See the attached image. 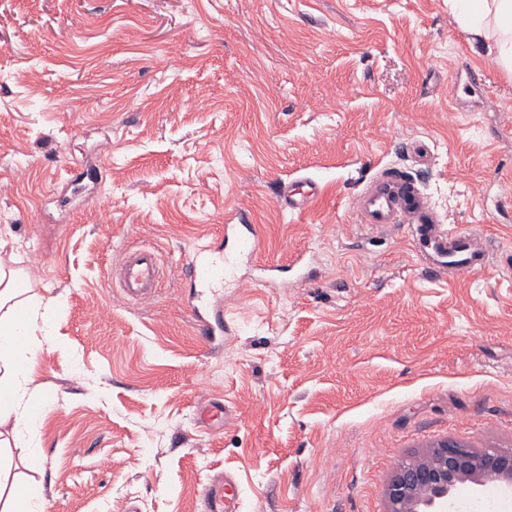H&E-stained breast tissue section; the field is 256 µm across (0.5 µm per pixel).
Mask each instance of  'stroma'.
I'll list each match as a JSON object with an SVG mask.
<instances>
[{
	"mask_svg": "<svg viewBox=\"0 0 512 512\" xmlns=\"http://www.w3.org/2000/svg\"><path fill=\"white\" fill-rule=\"evenodd\" d=\"M388 166L512 254V73L450 0H0V240L59 338L30 356L35 429L0 416V486L205 512L226 474L238 512H387L428 448H512V275L437 276L407 229L360 224ZM301 177L318 202L280 209ZM236 213L305 276L224 289L212 350L182 267ZM129 241L164 262L147 303L112 282ZM490 485L443 512H512Z\"/></svg>",
	"mask_w": 512,
	"mask_h": 512,
	"instance_id": "1",
	"label": "stroma"
}]
</instances>
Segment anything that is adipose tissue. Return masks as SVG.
<instances>
[{
    "label": "adipose tissue",
    "mask_w": 512,
    "mask_h": 512,
    "mask_svg": "<svg viewBox=\"0 0 512 512\" xmlns=\"http://www.w3.org/2000/svg\"><path fill=\"white\" fill-rule=\"evenodd\" d=\"M460 2V24L473 37L492 41L498 63L512 70V0ZM39 319L37 300L22 296L15 286L14 271L0 265V404L17 399L18 386L27 377L35 334H53Z\"/></svg>",
    "instance_id": "adipose-tissue-1"
}]
</instances>
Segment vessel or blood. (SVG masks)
I'll use <instances>...</instances> for the list:
<instances>
[{
    "label": "vessel or blood",
    "mask_w": 512,
    "mask_h": 512,
    "mask_svg": "<svg viewBox=\"0 0 512 512\" xmlns=\"http://www.w3.org/2000/svg\"><path fill=\"white\" fill-rule=\"evenodd\" d=\"M318 192L315 180L300 178L284 186L279 202L289 211L302 212L312 206ZM354 210L361 223L375 228L408 226L417 252L436 274L477 273L490 263L488 250L477 246L471 233L441 223L417 183L396 168L383 169L373 185L357 197ZM266 246L260 225H225L222 245L199 244L189 258L185 267L189 287L212 288L232 278L238 258L258 257ZM116 278L127 299L153 298L161 285L154 252L142 245L126 247ZM231 484L228 477L204 484L208 512H237Z\"/></svg>",
    "instance_id": "obj_1"
}]
</instances>
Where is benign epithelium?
Segmentation results:
<instances>
[{
  "instance_id": "benign-epithelium-1",
  "label": "benign epithelium",
  "mask_w": 512,
  "mask_h": 512,
  "mask_svg": "<svg viewBox=\"0 0 512 512\" xmlns=\"http://www.w3.org/2000/svg\"><path fill=\"white\" fill-rule=\"evenodd\" d=\"M475 474L511 484L512 451L473 452L444 443L426 458L399 468L386 488L389 512H433L448 500L457 481Z\"/></svg>"
}]
</instances>
